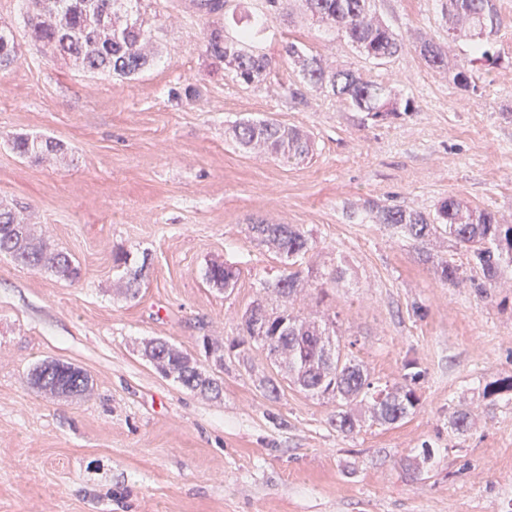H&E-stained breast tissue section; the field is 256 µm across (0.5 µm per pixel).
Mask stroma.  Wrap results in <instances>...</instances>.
I'll list each match as a JSON object with an SVG mask.
<instances>
[{
	"mask_svg": "<svg viewBox=\"0 0 512 512\" xmlns=\"http://www.w3.org/2000/svg\"><path fill=\"white\" fill-rule=\"evenodd\" d=\"M143 4L164 26L159 54L120 81L38 50L17 0H0L19 43L17 62L0 67V206L26 208L80 268L64 281L0 256V512H512V392L483 395L512 376V288L479 295L463 249L441 238L420 262L371 213L428 214L454 195L512 224V0H490L497 25L484 41L498 62L476 64L468 90L419 54L422 36L453 59L469 51L449 42L441 0H375L402 39L385 61L291 0L260 41L274 69L252 85L203 54L191 0ZM293 40L391 87L414 112L377 122L320 90L291 98L289 86H302L283 59ZM189 85L198 100L186 99ZM267 118L308 133L313 155L289 167L236 143L235 122ZM13 133L54 137L67 154L30 162L9 145ZM262 221L298 225L311 249L288 260L253 238ZM121 250L150 258L133 299L114 267ZM446 260L464 267L459 285L441 281ZM214 261L237 271L233 290L206 283ZM338 266L344 282L319 296ZM294 270L307 281L298 308L335 318L372 377L401 381L410 362L420 371L404 422L367 420L344 435L334 401L285 378L279 399L266 397L258 379L277 367L258 346L248 364L225 361L217 401L144 357L156 338L193 355L199 336L237 338L260 283ZM43 359L85 369L92 395L36 393L26 373ZM461 408L472 424L457 435L448 418Z\"/></svg>",
	"mask_w": 512,
	"mask_h": 512,
	"instance_id": "35a3bbf8",
	"label": "stroma"
}]
</instances>
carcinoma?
<instances>
[{
	"instance_id": "carcinoma-1",
	"label": "carcinoma",
	"mask_w": 512,
	"mask_h": 512,
	"mask_svg": "<svg viewBox=\"0 0 512 512\" xmlns=\"http://www.w3.org/2000/svg\"><path fill=\"white\" fill-rule=\"evenodd\" d=\"M49 2L55 23L45 26L35 18L36 7ZM23 18L34 43L52 44L58 53L69 57L82 70L106 72L120 80H131L140 74L151 58L140 52L143 44L156 41L158 28L142 17L141 0H21ZM289 0H263V9L254 19H246L233 33L214 25L203 37L202 51L213 63L224 66L233 78L244 84L265 80L272 73L271 59L257 42L265 30L266 20L288 9ZM196 13L206 19L224 17L229 0H194ZM309 15L328 28L342 33L358 51L368 58L383 60L401 49V39L372 10V0H304ZM442 10L448 18V41L464 37L472 42L471 51L486 57L481 42L487 27L496 26L489 0H443ZM131 18L107 35L100 21L107 14ZM16 49L15 37L8 27H0V66ZM284 54L302 59L300 72L304 83L325 88L345 99L373 120H384L399 112L415 110L409 100L399 101L384 85L366 80L352 70H335L324 60L296 42H287ZM420 54L426 63L438 69L451 68L454 83L468 89L474 83V59L457 60L448 66V48L422 41ZM234 136L244 147L261 148L288 164L304 162L314 151V143L306 134L288 129L274 120L243 121L235 126ZM12 149L22 158L42 162L63 155V144L52 137L17 133L11 139ZM375 223L390 224L413 241L423 244L447 236L467 254L468 264L481 272L475 284L479 294L500 285L505 271L512 272V224H501L495 215L470 206L450 196L436 208L433 216L399 206H378ZM256 238L272 245L287 258H295L310 250L311 241L295 224H251ZM0 254L32 270H46L62 280L79 277L80 270L71 257L55 250L35 235L29 225L17 222L16 211L0 210ZM148 256L133 262L127 253L116 255V266L122 269L125 295L136 298L146 277ZM236 279V272L222 264L212 263L205 271L207 283L220 290ZM304 279L298 271L280 276L274 283L261 284V290L275 297L276 304L256 300L242 323L243 339L234 340V350L250 341L266 348L275 360L288 369L289 380L302 391L336 401L332 424L340 433L354 430L357 418L353 407L362 406L372 421L394 425L413 414L419 404L416 392L418 374L407 373L404 381L389 385L370 378L353 352L325 347L323 337L330 335L336 321L319 322L296 310L295 303L303 292ZM204 357H212L224 368L223 345L208 336L200 337ZM145 354L165 376L173 377L186 388L219 400L223 382L207 371L194 356L175 345L155 339L145 346ZM27 382L37 392L61 397H82L91 393L93 382L83 369L55 359L35 363L27 374ZM450 430L464 434L469 428L467 412H455L448 421Z\"/></svg>"
}]
</instances>
